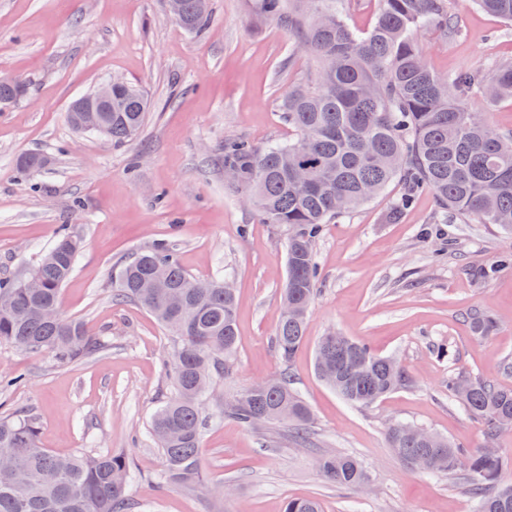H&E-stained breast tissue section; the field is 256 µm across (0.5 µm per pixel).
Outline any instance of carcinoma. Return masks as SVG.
Instances as JSON below:
<instances>
[{
	"label": "carcinoma",
	"mask_w": 512,
	"mask_h": 512,
	"mask_svg": "<svg viewBox=\"0 0 512 512\" xmlns=\"http://www.w3.org/2000/svg\"><path fill=\"white\" fill-rule=\"evenodd\" d=\"M380 8L365 32L345 22L342 0H253L258 15L288 29L298 48L317 64L314 85L288 87L280 112L296 132L294 140L257 148L242 139L224 141V169L248 200L260 224L288 227L287 278L283 301L299 313L281 317L275 348L285 365L301 349L308 311L318 291L319 268L314 243L325 224L366 204L390 184L400 193L391 218L406 211L420 192L436 199L446 223L495 224L512 231V131L504 132L476 111L475 92L485 100L512 101V62L487 71H460L451 76L433 71L417 34L433 28L457 35L460 27L448 0H379ZM210 0H181L179 26L204 32L211 20ZM484 12L512 24V0H475ZM31 82L0 80V104L13 105ZM148 110L141 88L125 82L112 86V111L97 113L96 132L115 145L131 141ZM46 156L21 157V172L45 168ZM81 241L63 224L41 262L19 280H0V343L33 354L48 352L60 363L104 353L111 343L91 336L83 323L49 310H60L61 291L73 274ZM512 268V253L477 271L493 279ZM112 298L132 301L149 311L173 336L171 359L175 395L156 410L148 434L164 458L163 479L187 488L209 480L199 462L210 381L230 369L237 347L235 295L224 281H200L179 262L168 243L136 253L114 274ZM177 290L183 305L169 308ZM472 329L486 336L495 328L483 310L466 314ZM342 364L339 373L321 379L347 402L368 406L413 383L407 368L380 356L360 340L331 332L322 337L315 366ZM448 398L463 403L484 429L486 441L512 428V386L499 385L448 370ZM224 413L253 427L273 417L286 424L296 441L312 435L307 403L284 369L269 386L234 395ZM389 447L403 461L429 474L463 475L474 512H512V485L500 483L512 465L490 448L465 450L437 434L427 442L415 426L394 422L386 430ZM0 448L10 450L0 463V512H129L128 460L120 454L61 457L39 445L38 422L21 413L0 418ZM322 475L340 487L360 488L369 476L354 457L324 454ZM283 512H322L315 499H290Z\"/></svg>",
	"instance_id": "carcinoma-1"
}]
</instances>
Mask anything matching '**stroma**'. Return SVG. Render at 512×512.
Masks as SVG:
<instances>
[{
  "instance_id": "stroma-1",
  "label": "stroma",
  "mask_w": 512,
  "mask_h": 512,
  "mask_svg": "<svg viewBox=\"0 0 512 512\" xmlns=\"http://www.w3.org/2000/svg\"><path fill=\"white\" fill-rule=\"evenodd\" d=\"M460 35L421 31L436 72L448 75L512 61V26L474 0H450ZM212 18L195 35L172 19L165 0H0V75L33 82L29 100L0 112V279L24 277L51 247L59 225L82 241L61 292L65 317L109 337L111 351L58 363L0 344V369L25 374L0 389V416L33 415L40 445L59 455L121 454L136 478L131 512H282L285 500L315 498L323 512H474L458 480L418 471L386 440L390 423L422 425L467 450L485 447L482 426L443 388L449 371L512 385V268L489 281L474 272L512 251V232L490 224H444L425 191L390 219L398 185L324 225L314 245L321 286L306 339L292 362L295 386L313 414V435L296 444L286 426L247 428L224 413L232 395L275 377L273 338L286 278L288 230L254 221L241 192L224 180L221 148L242 138L265 147L293 139L279 103L289 85L312 81L316 64L277 21L250 0H211ZM138 83L151 107L138 136L117 146L68 124L70 102L102 81ZM50 156L25 176L18 157ZM166 241L194 278L230 282L239 342L233 369L207 400L200 463L231 496L172 486L148 437L155 410L174 393L171 339L143 308L112 298L113 270ZM487 311L495 331L478 336L466 314ZM396 356L410 388L352 406L317 375L315 350L329 331ZM434 343L452 360L430 354ZM344 452L369 474L356 490L328 482L318 458Z\"/></svg>"
}]
</instances>
